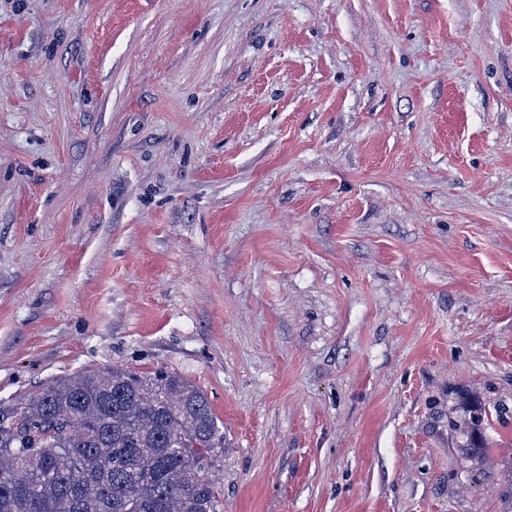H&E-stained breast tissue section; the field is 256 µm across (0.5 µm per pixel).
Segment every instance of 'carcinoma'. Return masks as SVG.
I'll return each mask as SVG.
<instances>
[{"instance_id": "1", "label": "carcinoma", "mask_w": 512, "mask_h": 512, "mask_svg": "<svg viewBox=\"0 0 512 512\" xmlns=\"http://www.w3.org/2000/svg\"><path fill=\"white\" fill-rule=\"evenodd\" d=\"M484 414L448 426L485 448ZM224 433L178 375L113 367L43 387L0 411V512H221Z\"/></svg>"}]
</instances>
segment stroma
I'll return each instance as SVG.
<instances>
[{"instance_id":"obj_1","label":"stroma","mask_w":512,"mask_h":512,"mask_svg":"<svg viewBox=\"0 0 512 512\" xmlns=\"http://www.w3.org/2000/svg\"><path fill=\"white\" fill-rule=\"evenodd\" d=\"M112 366L224 512H505L512 0H0V409ZM484 423V414L481 408H473L469 411L468 420H449L448 426L456 433L465 434L466 444L463 446L468 448L472 453H480L485 446V436L482 432Z\"/></svg>"}]
</instances>
